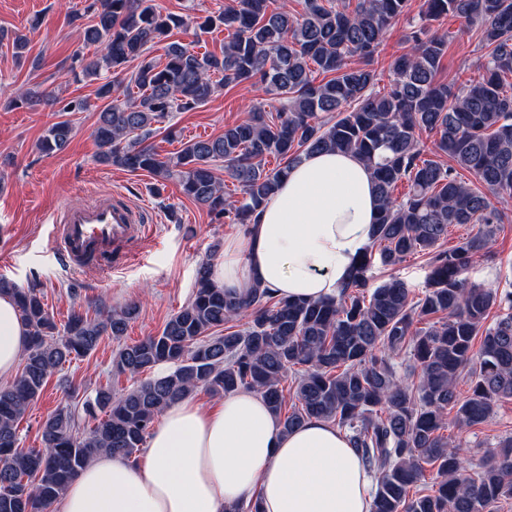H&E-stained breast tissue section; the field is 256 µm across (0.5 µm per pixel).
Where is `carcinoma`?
<instances>
[{
    "label": "carcinoma",
    "instance_id": "obj_1",
    "mask_svg": "<svg viewBox=\"0 0 512 512\" xmlns=\"http://www.w3.org/2000/svg\"><path fill=\"white\" fill-rule=\"evenodd\" d=\"M408 4L304 0L302 12L291 15L270 9L269 0H231L218 14L194 20L203 33L227 32L217 54L170 40L188 20L161 12L154 0H95L93 23L80 27V39L98 51L84 72L102 79L96 95L107 101L94 128L98 162L174 177L216 219L244 226L303 157L353 153L372 170L378 218L372 245L332 299L289 300L254 288L235 300L201 264L192 299L163 330L116 353L118 371L138 381L120 395L101 387L85 400L93 424L83 432L75 411L56 410L38 448L19 447L18 425L49 376L71 356L92 353L101 336H123L137 306L103 317L75 310L60 335L37 289L0 276V294L14 299L30 328L20 372L0 387V512H49L98 454L131 458L158 414L197 389L213 396L253 390L284 431L312 418L345 431L375 481L371 512H497L512 498V437L467 475L460 445L441 433L452 423L481 425L496 402L512 399V291L463 278L504 223L487 193L512 196V93L505 90L512 0H423L421 25L391 64L389 90L376 93L372 57ZM449 14L480 25L489 53L476 81L437 79L448 40L430 27ZM158 45L163 55L151 56ZM355 56L362 66H351ZM253 82L277 102L272 110L256 107L223 135L189 141L174 156L147 143L165 114L203 104L217 88ZM424 132L435 136L429 150ZM73 134L69 121L55 122L40 148L58 151ZM218 161L222 179L214 172ZM461 169L486 191L462 180ZM227 179L241 194L232 202L224 196ZM399 183L408 187L402 197L394 196ZM451 224L477 229L441 250ZM420 253L431 267L422 295L395 278L369 287L375 264L394 266ZM494 307L498 315L488 325ZM242 318L244 328L227 327ZM402 352L419 368L404 382L395 360ZM467 368L472 386L462 398L456 382ZM289 374L290 404L282 387ZM427 465L437 480L428 492L411 493Z\"/></svg>",
    "mask_w": 512,
    "mask_h": 512
}]
</instances>
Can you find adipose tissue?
Listing matches in <instances>:
<instances>
[{
    "label": "adipose tissue",
    "instance_id": "adipose-tissue-1",
    "mask_svg": "<svg viewBox=\"0 0 512 512\" xmlns=\"http://www.w3.org/2000/svg\"><path fill=\"white\" fill-rule=\"evenodd\" d=\"M367 165L321 152L293 166L254 224L224 243L211 269L232 297L253 287L307 301L336 297L371 242L377 217ZM29 329L0 295V380L11 378ZM372 477L345 432L311 419L282 432L260 394L243 390L209 408L181 399L163 412L140 463L99 455L55 512H370Z\"/></svg>",
    "mask_w": 512,
    "mask_h": 512
}]
</instances>
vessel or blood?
<instances>
[{"label":"vessel or blood","mask_w":512,"mask_h":512,"mask_svg":"<svg viewBox=\"0 0 512 512\" xmlns=\"http://www.w3.org/2000/svg\"><path fill=\"white\" fill-rule=\"evenodd\" d=\"M52 224L53 254L67 269L122 270L134 261L138 243L151 233L144 212L112 199L62 209Z\"/></svg>","instance_id":"1"}]
</instances>
